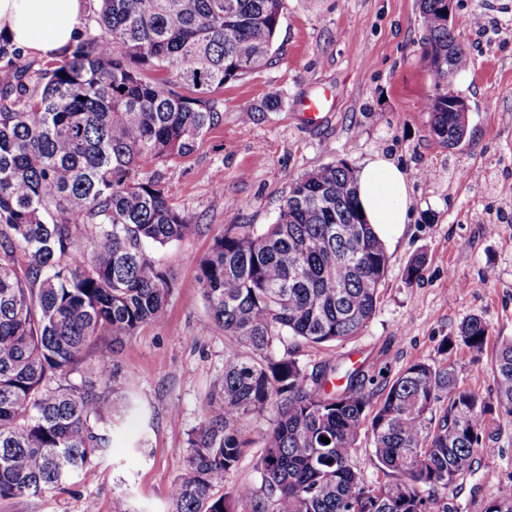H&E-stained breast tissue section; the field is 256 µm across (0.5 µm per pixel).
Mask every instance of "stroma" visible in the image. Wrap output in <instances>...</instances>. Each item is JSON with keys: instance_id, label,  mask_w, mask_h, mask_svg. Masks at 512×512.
<instances>
[{"instance_id": "stroma-1", "label": "stroma", "mask_w": 512, "mask_h": 512, "mask_svg": "<svg viewBox=\"0 0 512 512\" xmlns=\"http://www.w3.org/2000/svg\"><path fill=\"white\" fill-rule=\"evenodd\" d=\"M452 28L469 51L457 88L471 106L466 137L453 149L432 135L425 110L433 81L421 59L420 0H284L272 64L216 92L223 121L193 154L139 174L160 180L202 230L153 249L173 288L161 316L113 355L135 415L115 423L112 445L89 477L0 498V512H113L118 505L171 512L169 490L188 468V435L224 368V331L199 298L196 263L225 225L273 223L291 182L334 161L357 169L373 154L390 157L409 178L410 222L387 244L378 308L363 332L315 349L292 341L290 351L309 372L340 361L378 377L418 361L445 362L462 385L495 396L493 356L512 340V224L500 223L505 203L484 178L512 183V0H459ZM320 91L332 105L312 125L298 103ZM272 95L278 104L265 109ZM458 165L467 177L456 178ZM421 170L427 179L418 178ZM229 196L246 208L228 210ZM420 255L421 278L406 280V266ZM472 315L488 329L482 360L462 345L442 352ZM271 419L267 413L250 422L252 445L217 493L259 486L260 438ZM511 491L512 420H505L433 512H483L488 500Z\"/></svg>"}]
</instances>
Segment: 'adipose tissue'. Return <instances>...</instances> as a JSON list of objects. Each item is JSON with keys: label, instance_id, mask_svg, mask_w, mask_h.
I'll return each instance as SVG.
<instances>
[{"label": "adipose tissue", "instance_id": "ef3b65f1", "mask_svg": "<svg viewBox=\"0 0 512 512\" xmlns=\"http://www.w3.org/2000/svg\"><path fill=\"white\" fill-rule=\"evenodd\" d=\"M90 0H0V31L14 46L53 58L75 42V28ZM357 197L367 223L388 239L408 221L411 201L402 169L382 155L368 158L356 174Z\"/></svg>", "mask_w": 512, "mask_h": 512}]
</instances>
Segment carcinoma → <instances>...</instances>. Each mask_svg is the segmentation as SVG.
I'll use <instances>...</instances> for the list:
<instances>
[{
	"mask_svg": "<svg viewBox=\"0 0 512 512\" xmlns=\"http://www.w3.org/2000/svg\"><path fill=\"white\" fill-rule=\"evenodd\" d=\"M283 0H100L96 26L44 68L20 66L0 32V498L60 488L88 475L109 444L118 397L111 346L160 317L172 288L148 246L202 230L159 180L140 171L184 158L222 121L212 94L268 64ZM448 0H420L422 59L432 74L431 133L449 147L466 130L448 104L468 51L448 26ZM345 161L291 183L259 229L226 224L197 281L224 329L221 387L187 440L173 512H432L472 455L512 418V341L494 360L486 399L448 364L416 362L369 388L355 368L307 374L288 338L316 348L361 334L388 270L386 247L358 210ZM457 338L481 353L487 327ZM262 435L261 485L216 495ZM370 436L391 479L363 482L352 451ZM330 442L325 443L321 438ZM483 512H512V493Z\"/></svg>",
	"mask_w": 512,
	"mask_h": 512,
	"instance_id": "cac0c4a2",
	"label": "carcinoma"
}]
</instances>
